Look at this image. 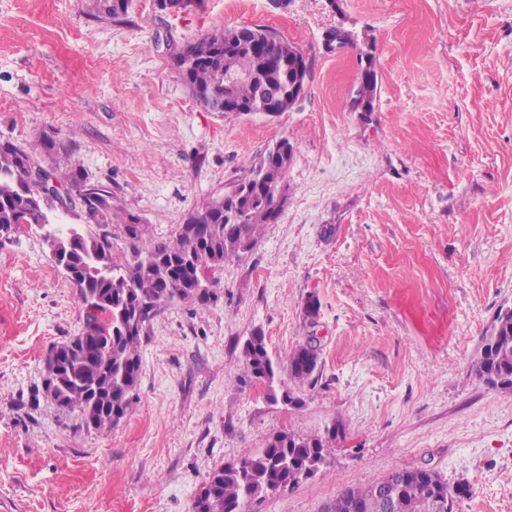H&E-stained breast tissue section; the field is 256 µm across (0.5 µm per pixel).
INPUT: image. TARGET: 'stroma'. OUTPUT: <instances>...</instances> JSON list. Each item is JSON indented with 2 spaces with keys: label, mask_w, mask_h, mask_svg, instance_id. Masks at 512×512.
I'll use <instances>...</instances> for the list:
<instances>
[{
  "label": "stroma",
  "mask_w": 512,
  "mask_h": 512,
  "mask_svg": "<svg viewBox=\"0 0 512 512\" xmlns=\"http://www.w3.org/2000/svg\"><path fill=\"white\" fill-rule=\"evenodd\" d=\"M356 45L326 52L336 25ZM293 39L311 78L293 111L203 109L173 65L216 29ZM374 111H350L359 57ZM288 203L216 301L152 322L131 408L111 428L34 402L49 348L84 308L45 230L0 231V512H189L209 475L276 434L335 429L325 465L245 512H325L392 469L469 483L455 512H512V394L476 376L481 338L512 306V0H0V142L112 193L153 236L227 189L280 139ZM316 315H308V300ZM261 330L279 378L311 343L317 380L287 404L240 379ZM98 20L115 21L128 12L129 0H88Z\"/></svg>",
  "instance_id": "stroma-1"
}]
</instances>
